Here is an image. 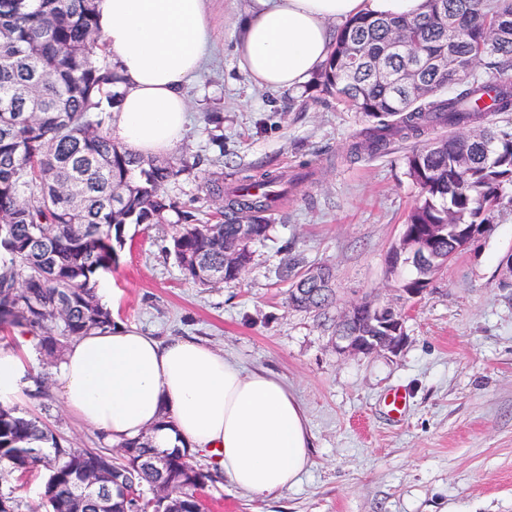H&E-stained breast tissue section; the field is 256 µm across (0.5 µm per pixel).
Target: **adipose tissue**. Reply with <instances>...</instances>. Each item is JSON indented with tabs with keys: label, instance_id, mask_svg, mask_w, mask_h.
Masks as SVG:
<instances>
[{
	"label": "adipose tissue",
	"instance_id": "adipose-tissue-1",
	"mask_svg": "<svg viewBox=\"0 0 512 512\" xmlns=\"http://www.w3.org/2000/svg\"><path fill=\"white\" fill-rule=\"evenodd\" d=\"M425 10V0H252L234 53L252 85L297 91L324 68L333 25ZM96 13L122 78L113 140L145 157L172 152L186 132L183 88L210 50L204 0H96ZM57 381L66 409L108 439L149 430L159 449L218 454L225 477L256 496L292 487L310 463L307 418L287 383L194 340L162 343L122 324L93 331L70 343Z\"/></svg>",
	"mask_w": 512,
	"mask_h": 512
}]
</instances>
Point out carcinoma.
Segmentation results:
<instances>
[{"mask_svg":"<svg viewBox=\"0 0 512 512\" xmlns=\"http://www.w3.org/2000/svg\"><path fill=\"white\" fill-rule=\"evenodd\" d=\"M403 35L430 61L413 69L399 55L386 72L370 61ZM103 45L95 0H0V327L37 338L43 361L56 367L70 340L112 327V313L96 296L100 274L118 263L128 224H172L168 253L186 279L212 286L239 278L253 242L269 231L271 195L296 176L264 171L224 193V182L204 184L225 199L213 224H201L166 192L181 159L136 156L108 132L119 102L104 92L119 81L97 58ZM354 50L360 62H347ZM367 122L351 154H381L398 141L419 189L406 233L423 241L432 224L485 225L512 210V0H428L412 17L358 16L336 28L324 69L314 80ZM255 237L240 240L241 221ZM456 231L435 243L433 262L456 256ZM336 290L315 288L302 275L287 303L327 315ZM332 334L369 333L362 321L332 318ZM108 448L61 441L38 416L0 406V480L4 472L46 470L44 512H203L198 490L212 475L191 462L186 448L160 451L147 436ZM41 448L39 457L24 454ZM88 472L113 488L110 502L88 498L78 484Z\"/></svg>","mask_w":512,"mask_h":512,"instance_id":"carcinoma-1","label":"carcinoma"}]
</instances>
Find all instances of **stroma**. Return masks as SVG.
Listing matches in <instances>:
<instances>
[{
  "label": "stroma",
  "instance_id": "stroma-1",
  "mask_svg": "<svg viewBox=\"0 0 512 512\" xmlns=\"http://www.w3.org/2000/svg\"><path fill=\"white\" fill-rule=\"evenodd\" d=\"M250 0H205L210 55L186 88L190 124L175 151L190 170L168 185L183 209L209 217L219 201L206 179L233 190L262 170L309 177L273 203L265 239L252 244L240 279L201 286L185 279L165 247L167 225L125 228L119 263L108 272L114 320L159 339L189 337L244 367L288 382L308 420L311 463L282 493L257 497L217 472L199 491L204 512H512V287L501 261L512 254V211L459 253L421 298L405 305V340L393 353L341 355L314 313L288 306L296 276L333 272L339 302L397 300L388 254L418 189L396 143L385 155L351 158L361 117L320 89L269 91L238 69L234 41ZM221 113V124L208 121ZM25 365L13 405L42 416L83 448L100 435L65 409L53 369L15 335L0 339ZM42 395H35L36 380ZM405 390L401 418L387 395Z\"/></svg>",
  "mask_w": 512,
  "mask_h": 512
}]
</instances>
